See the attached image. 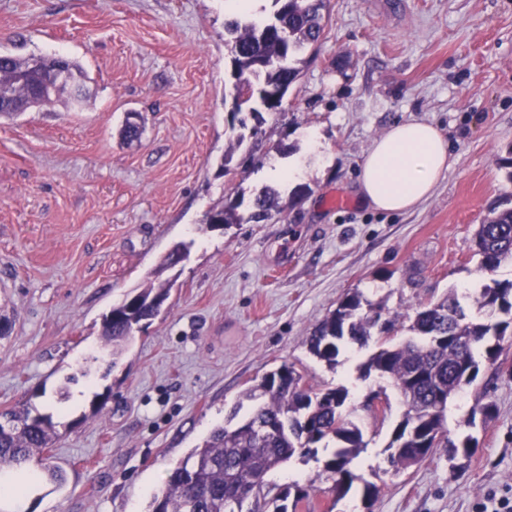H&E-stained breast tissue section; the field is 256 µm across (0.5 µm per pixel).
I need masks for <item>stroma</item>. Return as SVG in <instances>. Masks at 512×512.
I'll return each mask as SVG.
<instances>
[{
    "label": "stroma",
    "instance_id": "obj_1",
    "mask_svg": "<svg viewBox=\"0 0 512 512\" xmlns=\"http://www.w3.org/2000/svg\"><path fill=\"white\" fill-rule=\"evenodd\" d=\"M329 19L280 112L254 148H235L225 93L232 80L224 0H0V50L61 53L91 79L83 111L63 106L0 117V412L52 414L48 455L67 474L44 482L19 512H147L169 469L248 414L244 391L291 364L311 387L349 390L367 447L355 472L375 483V512H477L485 493L512 490V348L484 364L448 407L451 431L486 397L497 412L478 431L466 470L435 449L388 472L384 449L403 407L365 405V351L336 368L307 338L347 294L361 291L403 318L419 304L512 280V262L481 272L472 239L512 194V0H328ZM142 134L127 141L128 113ZM433 123L457 162L415 210L383 213L355 190L373 141L394 124ZM314 132L330 162L306 156ZM232 154L233 176L218 163ZM306 156L301 199L270 176ZM279 211L259 224L204 227L212 206L251 202L264 188ZM334 197L344 206L331 205ZM190 243L161 275L164 310L119 358L102 319L161 257ZM315 458L292 459L272 482L309 489L313 512H364L359 492L334 501Z\"/></svg>",
    "mask_w": 512,
    "mask_h": 512
}]
</instances>
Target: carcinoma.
<instances>
[{
  "mask_svg": "<svg viewBox=\"0 0 512 512\" xmlns=\"http://www.w3.org/2000/svg\"><path fill=\"white\" fill-rule=\"evenodd\" d=\"M273 5L264 21L236 18L227 23L234 34L231 129L236 131L238 148L247 140H258L264 112L282 108L283 99L273 98L270 90L288 92L300 75L295 57L317 43L324 31L325 0H273ZM64 71L88 80L81 64L68 56L0 53V87L11 90L10 97L0 100V117L27 112L32 104L53 106L65 93L70 109L82 108L86 96L65 85L52 94L36 95L38 88L55 82ZM240 206L237 200L215 205L204 223L210 227L244 221L259 224L278 208V198L271 192L256 196L246 217ZM473 255L485 272L512 261V195L479 225ZM168 297L164 285L149 280L103 317L101 337L112 346V355L121 352L142 322L161 312ZM465 299L451 292L414 308L407 315L411 336L396 341L395 319L353 292L308 339L310 352L333 369L346 346L368 350L360 364L362 375L376 376L402 398L405 410L386 447L387 463L397 473L429 457L435 440L448 448V462L454 467L474 455L477 439L470 433H450L445 405L477 380L481 359L494 362L504 345H512V282L485 284L478 293L479 307L501 315L494 322L469 316ZM244 396L255 402L252 411L235 425L215 430L173 467L164 487L152 495L148 512H297L299 503L308 499L306 489L296 483L280 487L269 476L295 457L315 456L320 446L331 449L324 471L332 479L334 501L345 498L361 480L352 464L367 443L347 405L346 387L314 389L303 383L294 367L283 364ZM495 412L493 402L479 401L468 412L465 425L473 428L477 418L485 421ZM0 416L7 421L0 425V475L15 477L14 490L25 493L38 481L28 471L37 463L44 476L61 487L63 470L44 464L43 458L59 437L52 416L33 415L23 406Z\"/></svg>",
  "mask_w": 512,
  "mask_h": 512,
  "instance_id": "cac0c4a2",
  "label": "carcinoma"
}]
</instances>
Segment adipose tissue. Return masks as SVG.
<instances>
[{
    "label": "adipose tissue",
    "instance_id": "ef3b65f1",
    "mask_svg": "<svg viewBox=\"0 0 512 512\" xmlns=\"http://www.w3.org/2000/svg\"><path fill=\"white\" fill-rule=\"evenodd\" d=\"M455 162L434 124L402 122L373 142L360 167L357 193L375 210L408 211L434 194Z\"/></svg>",
    "mask_w": 512,
    "mask_h": 512
}]
</instances>
